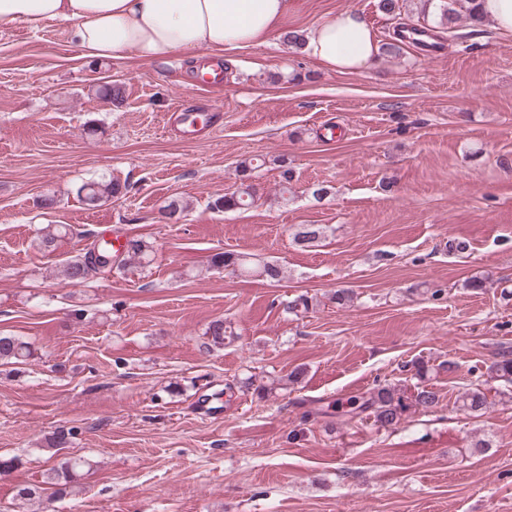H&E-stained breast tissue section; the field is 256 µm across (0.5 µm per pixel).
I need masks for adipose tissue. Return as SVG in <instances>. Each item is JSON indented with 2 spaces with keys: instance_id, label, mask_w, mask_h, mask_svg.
Returning a JSON list of instances; mask_svg holds the SVG:
<instances>
[{
  "instance_id": "1",
  "label": "adipose tissue",
  "mask_w": 512,
  "mask_h": 512,
  "mask_svg": "<svg viewBox=\"0 0 512 512\" xmlns=\"http://www.w3.org/2000/svg\"><path fill=\"white\" fill-rule=\"evenodd\" d=\"M292 0H0V23L37 30L49 20L72 23L84 58L131 51L157 60L197 50L264 44ZM306 53L329 70L359 73L377 60L378 44L361 15L344 10L305 36Z\"/></svg>"
}]
</instances>
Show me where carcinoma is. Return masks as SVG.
Segmentation results:
<instances>
[{"label":"carcinoma","mask_w":512,"mask_h":512,"mask_svg":"<svg viewBox=\"0 0 512 512\" xmlns=\"http://www.w3.org/2000/svg\"><path fill=\"white\" fill-rule=\"evenodd\" d=\"M473 0H439L441 24H446L452 15L456 14V7H461L472 26H478L480 18L473 13L470 3ZM252 163L246 162L239 170L241 187L231 193L216 195L210 202V207L217 211L242 209L252 202L251 186L247 181L251 177ZM128 185L115 179L104 177L90 180L79 188V196L88 206L97 207L101 203L127 192ZM70 228L66 224H49L42 229L39 237V246L46 249L55 245V242L68 235ZM294 240L305 246L313 247L324 237L325 231L320 224H300L293 234ZM152 246L142 239H129L122 252L123 258L118 261L116 268L123 269L129 263H135L142 268L150 266L152 262ZM112 254V249L102 246L89 247L86 252L74 255L67 259L60 273L68 283L80 285L100 270L108 268L105 257ZM211 264L216 268L234 267L244 273L256 275L273 282L282 280L281 265L273 262L262 264L253 263L244 254L219 252L211 257ZM33 356V349L29 342L18 336L0 335V364H24ZM489 377L512 383V352H502L486 367ZM440 397L426 385L416 387V393L409 399L387 386L377 385L370 391L363 393L349 401V410L345 415L354 419L361 415L374 421L381 428L390 427L399 422L402 415L412 407L429 410L439 404ZM460 408L476 416H482L487 409L488 398L480 388H470L457 398ZM83 461L66 459L51 468L46 473L45 483L56 488V492L64 493L77 479L78 471Z\"/></svg>","instance_id":"cac0c4a2"}]
</instances>
